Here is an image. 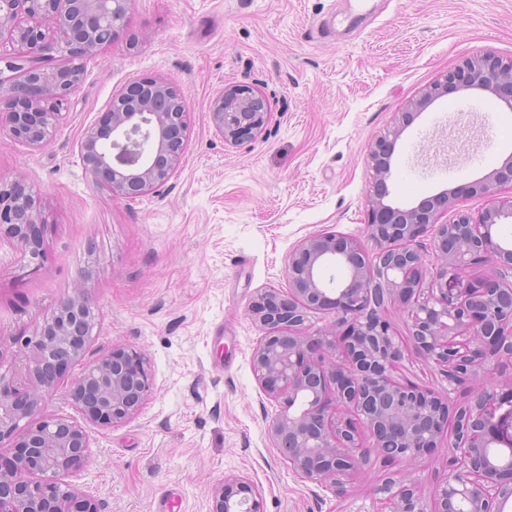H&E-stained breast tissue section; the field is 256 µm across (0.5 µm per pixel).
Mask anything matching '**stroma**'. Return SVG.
Instances as JSON below:
<instances>
[{
  "mask_svg": "<svg viewBox=\"0 0 512 512\" xmlns=\"http://www.w3.org/2000/svg\"><path fill=\"white\" fill-rule=\"evenodd\" d=\"M512 58V0H135L121 37L83 60L46 144L0 124V178L21 182L45 221V254L25 266L0 233V374L22 369L13 340L32 335L83 284L99 312L87 356L122 345L144 353L153 391L115 427H89L90 457L68 481L100 512H210L224 476L250 480L265 512H375L384 474L416 478L432 498L445 448L378 464L344 491L302 480L270 441L277 406L257 382V291L287 288L303 239L367 241L366 157L374 139L442 74L469 56ZM159 77L187 96L188 143L157 192L120 199L91 184L85 129L131 81ZM247 85L271 112L252 143L225 144L211 121L221 93ZM512 156V112L488 92L437 99L414 114L391 157L389 203L442 191L479 215L467 191ZM405 338L395 378L436 390L443 373Z\"/></svg>",
  "mask_w": 512,
  "mask_h": 512,
  "instance_id": "stroma-1",
  "label": "stroma"
}]
</instances>
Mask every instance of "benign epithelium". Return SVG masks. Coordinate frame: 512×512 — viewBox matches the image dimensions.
<instances>
[{
  "mask_svg": "<svg viewBox=\"0 0 512 512\" xmlns=\"http://www.w3.org/2000/svg\"><path fill=\"white\" fill-rule=\"evenodd\" d=\"M133 0H0V32L7 29L33 55L62 54L69 63L56 71H27L22 83H0V98L12 101L5 120L12 135L39 147L47 142L57 108L81 83V60L101 46L99 30L123 32ZM55 20L62 38L49 42L36 27L15 25L19 10ZM495 95L512 110V59L493 55L464 59L411 101L398 122L371 144L374 171L368 196L370 254L358 241L319 234L300 242L285 265L288 290L259 291L250 315L263 336L252 368L278 411L267 425L274 447L303 480L343 488L352 476L390 459L416 462L440 447L448 412L456 413L448 473L428 508L413 478L386 479L374 496L383 512H504L512 499V397L491 385L461 401L472 380L494 375L512 363V284L481 280L474 267L490 260L512 269V245L496 227L512 222V157L468 186L486 199L477 217L462 213L442 222L448 190L416 206L386 202L392 146L410 116L436 99L462 90ZM110 122L85 129L80 154L86 174L115 198H136L164 187L187 145L184 91L160 79L131 82L112 99ZM266 100L252 88L220 94L211 120L227 145L255 140L267 126ZM0 224L7 226L22 258L40 256L38 215L27 194L0 180ZM429 238L434 270L417 247ZM329 267L346 275L324 278ZM393 306L408 321L409 336L424 359L442 370L441 391L399 383L392 377L404 357L403 344L383 311ZM330 310L332 326L309 331L310 314ZM95 307L79 287L60 300L56 316L16 340L25 358L27 383L0 375V438L16 436L14 457L0 461V512H99L98 503L63 480L89 456L84 424L113 426L133 418L153 390L146 358L114 346L92 359L85 352ZM84 362L69 397L83 422L39 415L44 394L72 363ZM211 512H265L258 488L228 475L212 488Z\"/></svg>",
  "mask_w": 512,
  "mask_h": 512,
  "instance_id": "7a95c632",
  "label": "benign epithelium"
}]
</instances>
